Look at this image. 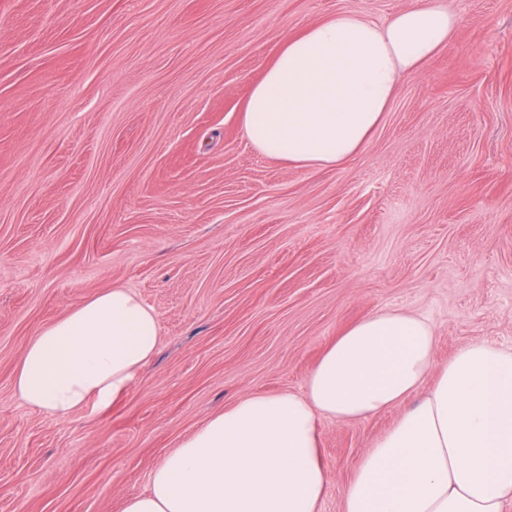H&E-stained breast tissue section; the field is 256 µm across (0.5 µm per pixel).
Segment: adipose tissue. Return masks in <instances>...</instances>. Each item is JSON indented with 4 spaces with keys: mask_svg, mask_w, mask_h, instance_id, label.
<instances>
[{
    "mask_svg": "<svg viewBox=\"0 0 512 512\" xmlns=\"http://www.w3.org/2000/svg\"><path fill=\"white\" fill-rule=\"evenodd\" d=\"M436 0L377 22L340 11L286 37L240 122L260 155L337 166L365 149L403 76L454 37ZM151 306L116 285L33 338L14 375L30 408L66 416L120 399L158 348ZM430 322L377 312L349 326L302 391L247 394L181 439L122 512H319L328 491L319 421L403 406L362 455L343 512H504L512 502V349L473 342L442 367Z\"/></svg>",
    "mask_w": 512,
    "mask_h": 512,
    "instance_id": "1",
    "label": "adipose tissue"
}]
</instances>
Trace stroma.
<instances>
[{
	"mask_svg": "<svg viewBox=\"0 0 512 512\" xmlns=\"http://www.w3.org/2000/svg\"><path fill=\"white\" fill-rule=\"evenodd\" d=\"M410 2L0 0V512H121L181 438L301 390L376 312L425 317L441 364L512 347V0H441L454 39L342 165H283L240 123L285 37ZM115 285L154 308L156 355L108 410L25 406L27 344ZM398 415L321 421L319 512Z\"/></svg>",
	"mask_w": 512,
	"mask_h": 512,
	"instance_id": "35a3bbf8",
	"label": "stroma"
}]
</instances>
